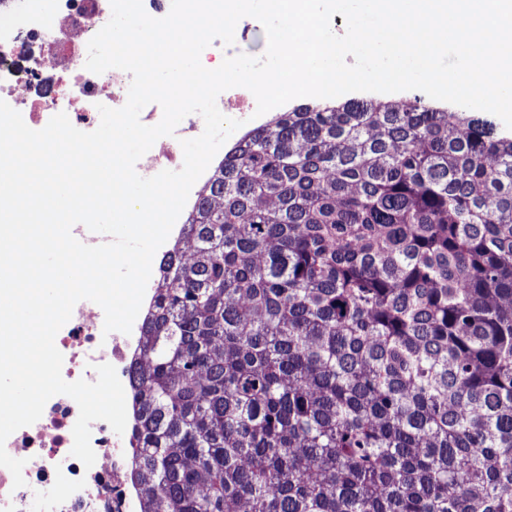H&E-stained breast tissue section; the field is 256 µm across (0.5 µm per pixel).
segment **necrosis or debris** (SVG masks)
Wrapping results in <instances>:
<instances>
[{
  "label": "necrosis or debris",
  "mask_w": 512,
  "mask_h": 512,
  "mask_svg": "<svg viewBox=\"0 0 512 512\" xmlns=\"http://www.w3.org/2000/svg\"><path fill=\"white\" fill-rule=\"evenodd\" d=\"M24 12L26 28L0 26V100L19 111L25 123L40 127L66 113L80 131H92L99 105L119 108L127 101L132 76L111 69L102 74L85 67L89 40L109 21L110 0H55L46 17L39 0H0V12ZM198 114L185 117L177 135L158 139L137 162L139 175L149 178L175 165L179 140L200 136ZM104 321L86 308H74L55 344L63 355L62 376L68 381L97 379L96 365L112 364L121 383H128L142 339L143 322L130 334L103 337ZM77 403L57 395L46 403L41 418L7 439L12 457L24 460L25 485L14 488L11 472L0 467V512H31L30 488L47 487L41 512H140V499L130 480L133 462L131 431L116 434L110 425H91L92 467L72 456V429Z\"/></svg>",
  "instance_id": "4bbe7bcc"
}]
</instances>
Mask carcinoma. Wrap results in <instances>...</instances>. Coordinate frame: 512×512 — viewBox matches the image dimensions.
<instances>
[{
  "label": "carcinoma",
  "mask_w": 512,
  "mask_h": 512,
  "mask_svg": "<svg viewBox=\"0 0 512 512\" xmlns=\"http://www.w3.org/2000/svg\"><path fill=\"white\" fill-rule=\"evenodd\" d=\"M183 238L131 373L141 512H512V135L302 104Z\"/></svg>",
  "instance_id": "cac0c4a2"
}]
</instances>
